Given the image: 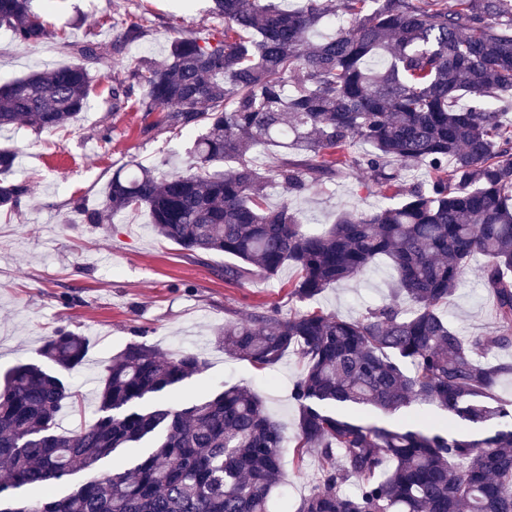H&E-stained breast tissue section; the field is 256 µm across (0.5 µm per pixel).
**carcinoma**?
<instances>
[{
    "label": "carcinoma",
    "instance_id": "1",
    "mask_svg": "<svg viewBox=\"0 0 512 512\" xmlns=\"http://www.w3.org/2000/svg\"><path fill=\"white\" fill-rule=\"evenodd\" d=\"M211 11L224 30L173 39L108 91L114 112L160 113L150 131H197L185 166L161 173L132 160L97 207L79 198L74 208L89 224L145 210L157 236L232 258L229 284L292 266L288 295L301 301L386 257L393 299L360 317L256 309L220 333L224 350L259 369L299 351L294 447L313 450L319 469L295 512H512V425L464 435L512 418L498 395L512 360L476 359L512 346V0H303L291 10L212 0ZM322 24L333 33L315 41ZM1 27L22 44L58 36L31 0H0ZM143 37L130 23L108 45L77 40L75 62L0 86V129L74 126L98 69ZM458 98L468 105L453 106ZM256 152L274 165L254 168ZM16 160L0 148V211L10 214L31 193L12 178ZM416 166L428 178L401 201L346 210L322 230L286 199L267 205L276 187L301 192L346 167L369 172L389 199ZM476 257L500 327L462 336L442 308ZM87 348L60 327L41 350L57 370L26 363L5 375L0 512H270L286 437L261 399L233 387L181 408L163 400L201 371L196 352L166 358L127 344L105 367L96 422L57 432L62 405L77 403L59 371L79 367ZM415 401L437 416L407 417ZM79 471L88 476L71 483Z\"/></svg>",
    "mask_w": 512,
    "mask_h": 512
}]
</instances>
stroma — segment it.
Segmentation results:
<instances>
[{
	"label": "stroma",
	"mask_w": 512,
	"mask_h": 512,
	"mask_svg": "<svg viewBox=\"0 0 512 512\" xmlns=\"http://www.w3.org/2000/svg\"><path fill=\"white\" fill-rule=\"evenodd\" d=\"M211 0H32V9L65 38L38 44L14 42L0 31V85L32 69L72 63L67 40H112L114 24L139 23L146 30L139 44L112 62L126 70L141 57L160 54L173 38L208 37L221 22L208 12ZM158 113H113L107 94L93 97L75 127L54 134L29 127L0 131V146L19 153L14 175L28 180L30 196L18 213L0 216V377L20 363L40 362V350L55 330L65 326L88 341L83 365L66 372L72 391L84 401L82 413L64 408L58 430L73 433L98 418L97 393L109 358L133 341L156 346L172 357L184 350L200 353L202 372L169 392L177 406L239 387L257 394L267 416L294 435L298 419L290 389L303 369L296 351L275 366L259 369L216 343L225 322L257 307L279 308L282 316L320 309L355 318L384 302L395 273L377 261L358 280L327 288L317 299H289L287 284L296 271L284 267L278 279L254 276L242 285L224 281L220 253L188 255L158 237L147 213L125 214L109 224H87L73 207L104 196L113 173L130 160L147 166H183L189 134L155 129ZM111 127L112 142L102 146L98 132ZM322 228L345 210L369 212L381 205L369 173L352 168L335 180L309 184L289 195L272 193L267 203L282 201ZM446 313L455 328L478 335L497 327L491 299L475 273H468L448 300ZM284 483L275 494L273 512H295L316 484L313 453L297 456L285 447Z\"/></svg>",
	"instance_id": "1"
}]
</instances>
